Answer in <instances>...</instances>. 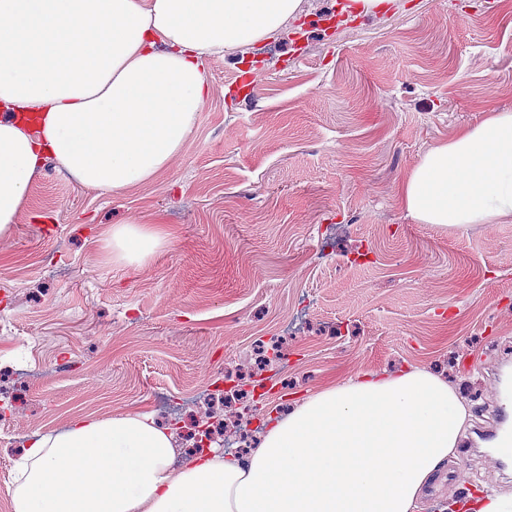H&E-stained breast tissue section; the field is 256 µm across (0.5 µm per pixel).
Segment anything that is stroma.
I'll return each instance as SVG.
<instances>
[{
  "mask_svg": "<svg viewBox=\"0 0 512 512\" xmlns=\"http://www.w3.org/2000/svg\"><path fill=\"white\" fill-rule=\"evenodd\" d=\"M303 0L246 52L205 59L211 95L154 183L111 194L46 162L0 241V512L30 432L147 413L189 427L232 381L253 404L236 430L324 383L416 365L471 416L420 512L475 486L511 491L480 433L502 426L512 371V223L454 231L408 216L420 157L488 109L512 111V0H393L369 15ZM254 66L255 98L230 87ZM168 239L116 262L112 225Z\"/></svg>",
  "mask_w": 512,
  "mask_h": 512,
  "instance_id": "stroma-1",
  "label": "stroma"
}]
</instances>
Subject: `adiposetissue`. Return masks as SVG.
<instances>
[{
	"label": "adipose tissue",
	"instance_id": "obj_1",
	"mask_svg": "<svg viewBox=\"0 0 512 512\" xmlns=\"http://www.w3.org/2000/svg\"><path fill=\"white\" fill-rule=\"evenodd\" d=\"M302 0H0V240L45 161L79 186L121 193L185 149L210 94L202 61L287 26ZM421 224L512 220V111L489 110L428 150L399 189ZM164 243L113 225L117 260ZM469 417L456 386L409 366L328 382L267 417L259 443L178 460L145 414L84 415L29 435L13 512H417Z\"/></svg>",
	"mask_w": 512,
	"mask_h": 512
}]
</instances>
